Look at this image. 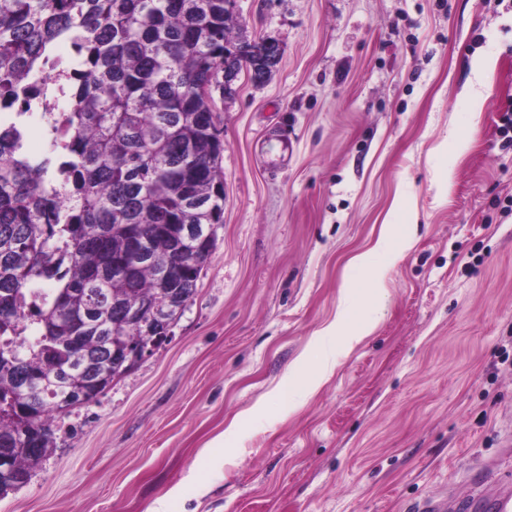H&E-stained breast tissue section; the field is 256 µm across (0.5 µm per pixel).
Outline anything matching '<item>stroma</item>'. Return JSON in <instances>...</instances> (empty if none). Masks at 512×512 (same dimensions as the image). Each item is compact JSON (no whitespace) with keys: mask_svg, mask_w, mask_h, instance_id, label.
Returning <instances> with one entry per match:
<instances>
[{"mask_svg":"<svg viewBox=\"0 0 512 512\" xmlns=\"http://www.w3.org/2000/svg\"><path fill=\"white\" fill-rule=\"evenodd\" d=\"M234 22L281 54L216 98L224 222L197 291L0 512H410L512 480V0H236ZM387 221L413 242L391 265ZM369 250L375 331L279 396Z\"/></svg>","mask_w":512,"mask_h":512,"instance_id":"obj_1","label":"stroma"}]
</instances>
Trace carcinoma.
I'll list each match as a JSON object with an SVG mask.
<instances>
[{"mask_svg":"<svg viewBox=\"0 0 512 512\" xmlns=\"http://www.w3.org/2000/svg\"><path fill=\"white\" fill-rule=\"evenodd\" d=\"M224 0H0V108L33 88L65 42L63 141L37 166L0 129V450L28 482L54 445L56 393L23 380L72 360L85 375L143 339L117 307L160 297L164 270L126 253L131 230L155 252L189 224L224 218V144L213 91L224 69L252 71ZM69 408L89 402L70 381Z\"/></svg>","mask_w":512,"mask_h":512,"instance_id":"cac0c4a2","label":"carcinoma"}]
</instances>
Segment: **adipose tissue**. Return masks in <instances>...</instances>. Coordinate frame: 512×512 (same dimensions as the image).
Masks as SVG:
<instances>
[{
    "mask_svg": "<svg viewBox=\"0 0 512 512\" xmlns=\"http://www.w3.org/2000/svg\"><path fill=\"white\" fill-rule=\"evenodd\" d=\"M355 265L363 270L365 277L376 286L375 291L368 297H351L345 301L336 319L323 329L320 335L314 336L313 345H320L323 338H333L334 344L326 349L323 360L306 363L304 370H289L277 388L278 394L299 400H307L318 389L325 377L332 372L338 356L349 353L374 328L372 321L355 318L354 311L362 302L382 305L386 299L385 289L379 288L378 283L383 271L373 264L370 253H362L355 257Z\"/></svg>",
    "mask_w": 512,
    "mask_h": 512,
    "instance_id": "obj_1",
    "label": "adipose tissue"
}]
</instances>
